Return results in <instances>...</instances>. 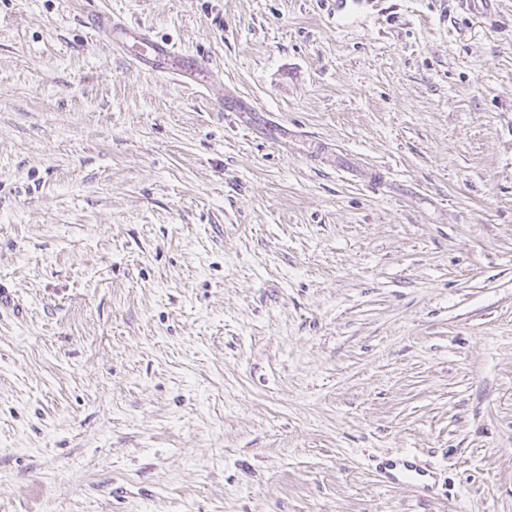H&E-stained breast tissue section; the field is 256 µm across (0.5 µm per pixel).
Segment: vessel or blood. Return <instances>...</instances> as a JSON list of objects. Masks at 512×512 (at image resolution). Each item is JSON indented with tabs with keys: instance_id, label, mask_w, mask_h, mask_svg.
<instances>
[{
	"instance_id": "1",
	"label": "vessel or blood",
	"mask_w": 512,
	"mask_h": 512,
	"mask_svg": "<svg viewBox=\"0 0 512 512\" xmlns=\"http://www.w3.org/2000/svg\"><path fill=\"white\" fill-rule=\"evenodd\" d=\"M88 25L104 34L113 49L125 53L141 69L168 76L193 90L210 89L218 81L216 71L206 58L182 52L173 43L156 38L148 29L100 13L90 15ZM220 105L224 111L235 114L242 128L259 130L271 143H283L290 135L287 126L234 91L223 93ZM377 471L382 482L407 485L424 496L433 495L437 489L432 471L415 454L383 460Z\"/></svg>"
}]
</instances>
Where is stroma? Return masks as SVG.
<instances>
[{
  "instance_id": "1",
  "label": "stroma",
  "mask_w": 512,
  "mask_h": 512,
  "mask_svg": "<svg viewBox=\"0 0 512 512\" xmlns=\"http://www.w3.org/2000/svg\"><path fill=\"white\" fill-rule=\"evenodd\" d=\"M0 286V512H512V0H0ZM87 25L104 34L112 49L125 53L141 69L166 75L192 90H208L218 82V75L206 58L183 53L173 43L156 38L146 28L100 13L91 14ZM224 112H232L237 117L238 124L245 129L256 130L264 139L273 144H282L292 137L288 127L278 120L259 110L254 104L239 96L232 90L223 92L219 101ZM376 470L383 483L410 486L423 496H432L437 490L433 472L423 464L417 454H404L395 459L381 461Z\"/></svg>"
}]
</instances>
